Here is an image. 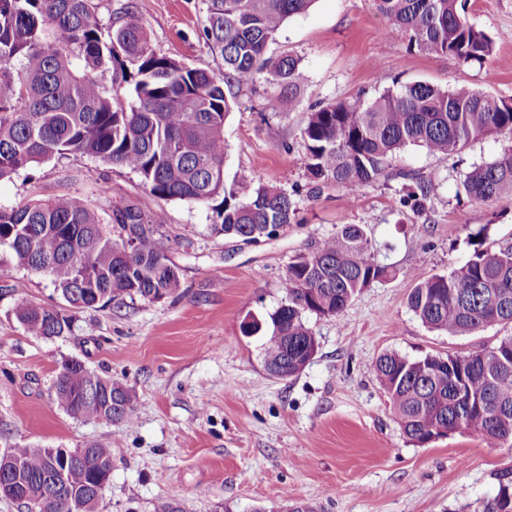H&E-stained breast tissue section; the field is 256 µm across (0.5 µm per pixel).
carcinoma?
Masks as SVG:
<instances>
[{
  "instance_id": "1",
  "label": "carcinoma",
  "mask_w": 512,
  "mask_h": 512,
  "mask_svg": "<svg viewBox=\"0 0 512 512\" xmlns=\"http://www.w3.org/2000/svg\"><path fill=\"white\" fill-rule=\"evenodd\" d=\"M388 37L461 63L483 62L492 39L470 24L462 0H374ZM314 0H207L203 28L224 74L161 55L142 17L129 10L105 28L94 0H0V180L53 158L87 155L130 170L152 194L211 205L214 230L247 242L271 238L295 219L292 195L274 184L224 183V124L233 89L259 78L288 90L304 81L294 56L266 55L284 22ZM512 133V104L467 86L448 90L416 81L365 100L333 102L310 113L302 130L304 166L318 184L347 194L375 184L400 150L425 148L445 159L473 140ZM416 182L403 202L434 190ZM466 196L490 201L512 195V151L474 167ZM102 224L83 198L57 195L0 209V255L47 277L66 304L23 303L15 316L42 338L72 331L76 315L137 299L179 295L165 214L145 217L131 206ZM133 237L129 258L117 252ZM393 271L376 259L365 229L343 224L311 255H298L282 279L285 303L269 315L264 365L273 375L298 374L316 350L304 316L334 317L350 300ZM408 305L430 329L470 335L512 324V250L477 244L447 273L420 279ZM375 376L409 443L424 446L442 432L476 434L489 447L512 445V336L468 355L411 359L382 354ZM473 400L459 398L460 390ZM53 397L68 414L96 422L135 423L134 394L79 360L62 363ZM59 448L17 445L0 456V482H13L25 512H98L112 475V444L92 443L59 474ZM497 495L486 512H501L512 491V468L496 473Z\"/></svg>"
}]
</instances>
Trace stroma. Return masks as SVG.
Masks as SVG:
<instances>
[{
	"label": "stroma",
	"instance_id": "35a3bbf8",
	"mask_svg": "<svg viewBox=\"0 0 512 512\" xmlns=\"http://www.w3.org/2000/svg\"><path fill=\"white\" fill-rule=\"evenodd\" d=\"M103 25L132 9L153 48L222 74L224 62L203 36L206 0H96ZM469 22L493 41L481 64L410 50L406 36L385 37L374 0H316L289 18L271 54L298 58L297 98L258 82L237 91L224 125L226 184L271 180L292 195V224L246 243L213 226L208 205L152 195L140 177L89 156L52 159L0 181V207L61 194L83 197L103 224L132 205L164 211L182 294L80 313L70 335L45 339L15 317L19 304H60L49 279L0 261V454L17 445L81 448L112 444V477L100 512H153L158 499L187 512H485L495 474L512 448H490L455 432L423 446L407 443L374 366L395 351L410 358L464 355L494 346L512 327L457 336L427 328L408 306L417 279L444 273L473 254L481 237L512 248V197L469 200L462 183L473 166L512 150V134H491L440 159L410 146L381 180L355 194L315 187L303 164L302 130L318 104L423 81L465 85L512 102V0H467ZM435 176L422 206H403L404 187ZM343 224L362 225L393 278L356 295L333 318L306 314L318 342L309 364L289 378L264 367L266 322L285 300L289 262L312 254ZM83 361L135 395L127 428L68 415L52 399L63 360Z\"/></svg>",
	"mask_w": 512,
	"mask_h": 512
}]
</instances>
